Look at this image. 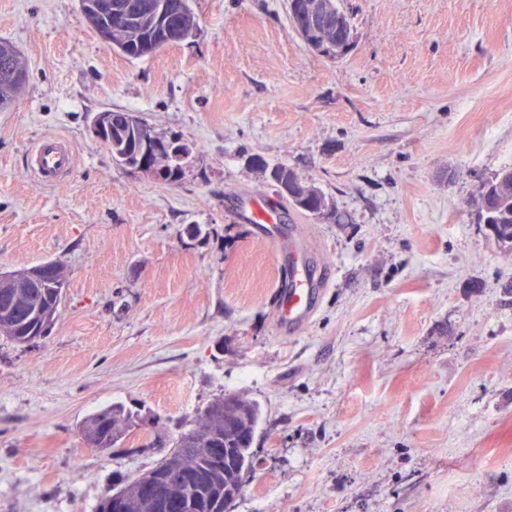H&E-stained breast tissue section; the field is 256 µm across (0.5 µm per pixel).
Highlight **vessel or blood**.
Listing matches in <instances>:
<instances>
[{"instance_id":"obj_1","label":"vessel or blood","mask_w":512,"mask_h":512,"mask_svg":"<svg viewBox=\"0 0 512 512\" xmlns=\"http://www.w3.org/2000/svg\"><path fill=\"white\" fill-rule=\"evenodd\" d=\"M74 163L71 143L61 138H42L30 151V169L46 185L52 186L64 180L72 172ZM288 253L292 262L288 270V285L280 293L277 318L282 327L297 332L310 322L318 290L311 277L306 244L298 238L290 239Z\"/></svg>"}]
</instances>
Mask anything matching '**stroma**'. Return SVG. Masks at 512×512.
I'll list each match as a JSON object with an SVG mask.
<instances>
[{"mask_svg":"<svg viewBox=\"0 0 512 512\" xmlns=\"http://www.w3.org/2000/svg\"><path fill=\"white\" fill-rule=\"evenodd\" d=\"M189 3L196 33L130 59L78 0H0L29 68L0 112V272L69 271L49 336L0 338V512H92L224 392L263 409L233 512H512V252L475 204L512 168V0H338L339 58L305 47L286 0ZM105 109L195 144L185 179L113 162L90 129ZM45 135L76 152L53 187L28 168ZM255 158L337 221L279 205ZM251 197L324 283L299 332ZM112 402L141 422L86 447ZM261 170L266 174L269 165L261 164ZM270 185L280 204H287L291 209L308 217L334 216L333 204L330 202L327 194L318 186L303 182L298 175L287 165L274 164L269 170ZM274 181L288 185V196H285L277 190Z\"/></svg>","mask_w":512,"mask_h":512,"instance_id":"stroma-1","label":"stroma"}]
</instances>
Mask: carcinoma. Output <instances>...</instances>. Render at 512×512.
Instances as JSON below:
<instances>
[{"label": "carcinoma", "instance_id": "obj_1", "mask_svg": "<svg viewBox=\"0 0 512 512\" xmlns=\"http://www.w3.org/2000/svg\"><path fill=\"white\" fill-rule=\"evenodd\" d=\"M148 6L141 22L112 36V49L123 52L127 47L128 58H142L160 48L159 40L169 35L186 40L199 26L197 14L188 0H178L182 12L172 23L169 33L155 23V8L164 0H140ZM333 13L341 21L344 36H336V28L322 29L302 27L298 36L312 51L321 47L326 52L336 48V41L354 35L347 15L339 9L336 0H327ZM27 70L24 60L15 53L13 46L0 41V109L11 104V82L15 70ZM112 136L107 140L112 161L122 167L138 163L143 155L142 132L151 129L131 112L114 111ZM168 139L177 143V152H152L146 157L142 172L164 183L181 181L193 163L194 147L179 135ZM269 173L270 181L288 185V195L275 191L280 204L288 205L296 212L308 217L335 215L333 204L318 186L302 181L287 165H261ZM478 221L494 230L499 244L512 252V168L504 169L483 183L477 198ZM52 267L53 283L44 288H13L9 302L17 317L4 322L0 320V336L13 343L30 334H36L45 324L53 328L60 313L63 298L56 296L54 285L67 286L68 274L64 265L48 261ZM262 408L260 403L233 392H224L213 398L198 414L181 427L174 441L173 450L147 470L122 482L125 512H153L149 506L150 487L157 478L169 474H190L194 480L175 484L169 488L170 495L190 503L185 512H205L206 505L215 496L224 497L223 512H230L234 501L241 495L244 474L254 469L251 447L261 429ZM138 415L121 403L108 404L88 415L80 426L83 442L90 448L107 450L116 447L129 435ZM197 448H228L231 462L219 467L205 456L195 452Z\"/></svg>", "mask_w": 512, "mask_h": 512}]
</instances>
